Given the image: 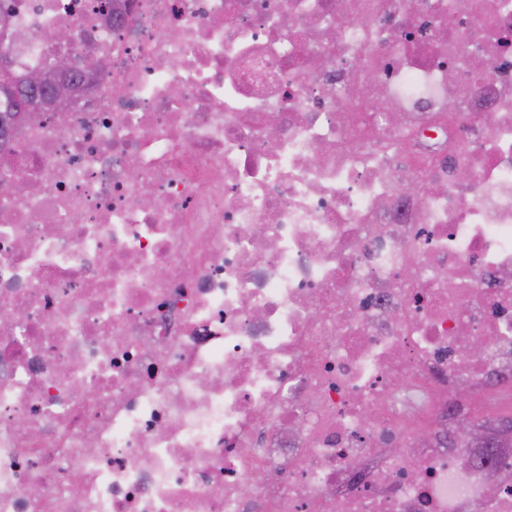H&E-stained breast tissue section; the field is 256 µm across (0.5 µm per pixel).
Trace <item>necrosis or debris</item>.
Instances as JSON below:
<instances>
[{"instance_id":"necrosis-or-debris-1","label":"necrosis or debris","mask_w":512,"mask_h":512,"mask_svg":"<svg viewBox=\"0 0 512 512\" xmlns=\"http://www.w3.org/2000/svg\"><path fill=\"white\" fill-rule=\"evenodd\" d=\"M6 3L0 512H512V0ZM15 86L8 71L0 69V96L3 94L7 99L5 115L0 120V147L5 149L10 141L14 125L19 122L22 115L26 112L49 104L63 102L70 94L71 88L65 79L57 82L53 87L51 98L42 96L44 90L43 80L35 76L24 87L25 78L18 79L15 75Z\"/></svg>"}]
</instances>
